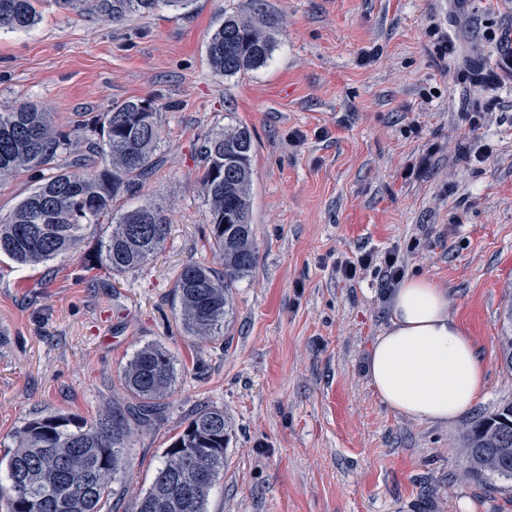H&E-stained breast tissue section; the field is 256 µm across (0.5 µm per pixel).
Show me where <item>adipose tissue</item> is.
I'll return each mask as SVG.
<instances>
[{"label":"adipose tissue","instance_id":"ef3b65f1","mask_svg":"<svg viewBox=\"0 0 512 512\" xmlns=\"http://www.w3.org/2000/svg\"><path fill=\"white\" fill-rule=\"evenodd\" d=\"M368 374L394 412L448 423L471 410L486 383L477 350L450 312L448 291L432 279H404L391 318L369 356Z\"/></svg>","mask_w":512,"mask_h":512}]
</instances>
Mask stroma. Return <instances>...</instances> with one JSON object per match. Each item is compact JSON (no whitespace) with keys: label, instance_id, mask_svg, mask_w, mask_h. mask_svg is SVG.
<instances>
[{"label":"stroma","instance_id":"1","mask_svg":"<svg viewBox=\"0 0 512 512\" xmlns=\"http://www.w3.org/2000/svg\"><path fill=\"white\" fill-rule=\"evenodd\" d=\"M246 0L160 6L121 22L43 0L26 31L0 30V112L23 102L72 131L130 99L162 104L160 165L144 195L170 231L144 270L88 269L99 239L51 266L0 260V459L37 415L87 421L130 398L121 380L147 343L175 358L162 413L133 427L117 512H137L192 412L222 408L224 476L207 512H512V480L466 478L464 433L512 402L499 336L512 307V80L475 88L474 67L512 41V0H266L267 65L216 75L206 43ZM455 51L440 57L431 29ZM491 105L481 164L456 146L465 114ZM253 135L257 263L232 290L224 333L186 335L173 304L182 266L221 259L207 243L199 146L227 124ZM448 291L486 386L448 424L391 410L368 359L389 324L377 262ZM376 262L349 281L339 267Z\"/></svg>","mask_w":512,"mask_h":512}]
</instances>
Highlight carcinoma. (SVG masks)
<instances>
[{"label":"carcinoma","mask_w":512,"mask_h":512,"mask_svg":"<svg viewBox=\"0 0 512 512\" xmlns=\"http://www.w3.org/2000/svg\"><path fill=\"white\" fill-rule=\"evenodd\" d=\"M122 21L160 5L187 10L194 0H79ZM41 0H0V29L22 31L40 17ZM275 47V26L264 0H248L245 14H226L211 34L206 53L215 74L230 78L257 69ZM160 108L132 99L72 133H59L50 115L34 103L0 112V181L36 170V184L7 214H0V256L20 266L64 260L88 234L101 231L94 263L121 276L145 268L163 248L169 220L157 204L123 209L141 194L158 166ZM84 151H71L72 134ZM253 133L228 124L207 135L202 192L211 216L212 249L222 268L191 261L174 284L186 333L209 340L223 334L231 288L255 266L257 250L250 221ZM500 336L504 366L512 370V309ZM174 357L159 344L138 349L122 376L132 398L127 413L93 423L62 414L37 416L13 437L0 476V499L10 512H103L112 483L126 470L124 448L130 426H149L169 395ZM229 433L224 410L205 405L163 452L137 512H206L211 489L224 476ZM464 473L471 479H512V404L478 417L465 435Z\"/></svg>","instance_id":"cac0c4a2"}]
</instances>
